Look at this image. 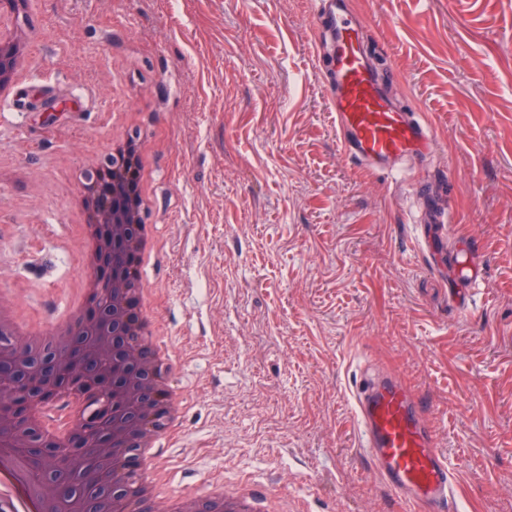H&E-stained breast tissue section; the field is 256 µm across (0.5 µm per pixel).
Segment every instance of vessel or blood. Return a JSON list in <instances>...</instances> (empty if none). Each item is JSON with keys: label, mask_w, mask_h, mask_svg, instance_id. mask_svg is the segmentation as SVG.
I'll use <instances>...</instances> for the list:
<instances>
[{"label": "vessel or blood", "mask_w": 512, "mask_h": 512, "mask_svg": "<svg viewBox=\"0 0 512 512\" xmlns=\"http://www.w3.org/2000/svg\"><path fill=\"white\" fill-rule=\"evenodd\" d=\"M316 58L345 157L372 171L394 172L433 152L436 138L415 113L385 93L366 49L367 34L345 0H317ZM359 452L404 506V512H455L457 474L432 444L428 399L403 378L365 377L353 392Z\"/></svg>", "instance_id": "b4317fda"}]
</instances>
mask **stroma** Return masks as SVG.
<instances>
[{
    "mask_svg": "<svg viewBox=\"0 0 512 512\" xmlns=\"http://www.w3.org/2000/svg\"><path fill=\"white\" fill-rule=\"evenodd\" d=\"M385 90L430 124L453 238L483 283L453 303L427 207L340 151L313 0H34L29 75L0 97V290L38 325L76 300L82 158L112 116L152 144L146 277L178 364L173 489L208 479L303 512H400L358 451L352 394L392 371L431 403L460 512H512V0H345Z\"/></svg>",
    "mask_w": 512,
    "mask_h": 512,
    "instance_id": "stroma-1",
    "label": "stroma"
}]
</instances>
